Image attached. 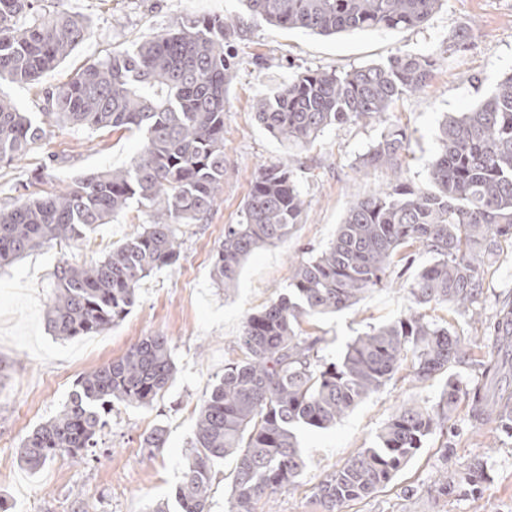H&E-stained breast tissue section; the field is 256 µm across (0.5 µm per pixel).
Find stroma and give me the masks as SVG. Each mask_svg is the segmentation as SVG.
<instances>
[{
  "instance_id": "35a3bbf8",
  "label": "stroma",
  "mask_w": 512,
  "mask_h": 512,
  "mask_svg": "<svg viewBox=\"0 0 512 512\" xmlns=\"http://www.w3.org/2000/svg\"><path fill=\"white\" fill-rule=\"evenodd\" d=\"M51 8L76 15L90 31L38 80L0 82V95L27 112L39 113L47 91L62 87L97 61L173 29L195 16H245L243 0H47ZM243 39L234 44L236 73L224 90V185L201 224L179 225L181 257L143 279L129 314L95 336L62 340L45 327L53 273L62 261L91 264L150 221L149 208L131 203L85 242L47 244L0 267V497L10 512H66L83 499L89 512H151L174 498L185 471V453L194 437L196 408L239 352L246 316L286 294L292 264L329 246L346 209L356 199L387 186L386 167L361 169L357 159L380 136L384 124L405 128L409 147L399 158L402 176L424 187L444 113L465 112L512 73V0H444L424 24L410 29L350 30L322 36L304 29L282 30L248 18ZM466 30L467 44L451 38ZM397 53L437 60L429 84L402 97L384 121H360L326 129L308 150H288L255 118V105L294 72H344L380 64ZM139 132L51 124L25 160L0 163V208L11 206L35 177L43 188L60 191L94 171L128 167L140 152ZM48 169L39 164L47 156ZM283 165L294 172L305 202L299 224L287 241L255 251L243 264L234 288L213 276V260L224 227L239 223L243 204L259 169ZM429 256L416 251L410 270L390 285L364 293L354 306L316 317L302 330L318 338L322 361L339 362L348 344L415 310L408 292ZM512 299V252L492 259L486 288L476 304L481 322L446 304H430L426 315L468 343L472 356L449 373L426 382L400 369L378 393L349 411L334 427L300 428L298 440L307 467L295 485L261 499L257 512H322L313 492L327 473L359 449L373 445L380 429L404 403L431 406L447 379L469 389L486 380L493 338L490 326L504 299ZM167 336L176 364L175 380L153 406L113 410L104 444L94 460L58 458L40 471L21 466L15 449L22 437L54 416L77 380L95 367L126 354L143 337ZM162 426L168 441L159 455L141 443ZM480 465L477 490L463 486L441 494L437 480L457 478ZM341 512H512V435L494 426H474L469 401L460 398L447 427L434 430L422 448L389 483L370 497L347 502Z\"/></svg>"
}]
</instances>
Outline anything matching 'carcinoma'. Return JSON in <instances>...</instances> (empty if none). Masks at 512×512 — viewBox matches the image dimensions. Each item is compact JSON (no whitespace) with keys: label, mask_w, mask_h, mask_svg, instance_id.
Here are the masks:
<instances>
[{"label":"carcinoma","mask_w":512,"mask_h":512,"mask_svg":"<svg viewBox=\"0 0 512 512\" xmlns=\"http://www.w3.org/2000/svg\"><path fill=\"white\" fill-rule=\"evenodd\" d=\"M37 0H0V78L35 80L89 32L76 16L35 10ZM252 16L284 29L321 35L347 30L403 29L427 21L441 0H245ZM247 31L244 18L201 16L175 29L115 51L48 92L43 120L0 97V163L27 157L51 120L144 134L129 167L104 170L64 192L40 190L0 208V266L45 243L68 245L107 224L136 200L152 208L150 224L103 259L68 261L53 273L49 330L61 339L91 336L123 320L139 282L180 260L177 225L207 218L224 184V87L234 78L231 47ZM436 59L396 54L382 64L347 72L306 70L259 100L256 116L284 146L307 147L325 129L382 120L403 96L422 90ZM408 147L405 129L387 126L361 155L358 166H386L395 180L350 204L335 239L311 259L294 265L288 294L247 315L241 355L224 365L198 407L194 438L176 510L163 502L152 512H210L214 464L236 458L227 512H256L268 493L296 483L306 467L296 435L303 426L328 429L359 402L379 392L404 365L427 381L465 361L464 340L448 327L412 311L357 337L340 364L326 366L316 341L301 336L305 319L355 304L366 291L388 283L404 249L431 256L410 284L417 305L449 304L469 310L483 294L485 259L512 245V74L472 109L447 114L430 163V185L400 180L397 161ZM304 201L293 172L261 168L244 203L243 220L224 225V243L213 273L234 287L243 262L257 249L288 240ZM492 335L512 338V302L504 301ZM175 364L168 338L146 336L120 359L84 374L61 410L22 439V466L36 471L57 457L92 460L118 406L148 407L170 388ZM453 378L434 406L403 405L376 442L361 449L316 486L322 512L363 499L388 483L445 423L458 400ZM471 420L490 421L512 433V402L467 391ZM167 443L156 427L142 447L153 455ZM478 466L442 481L476 486Z\"/></svg>","instance_id":"cac0c4a2"}]
</instances>
